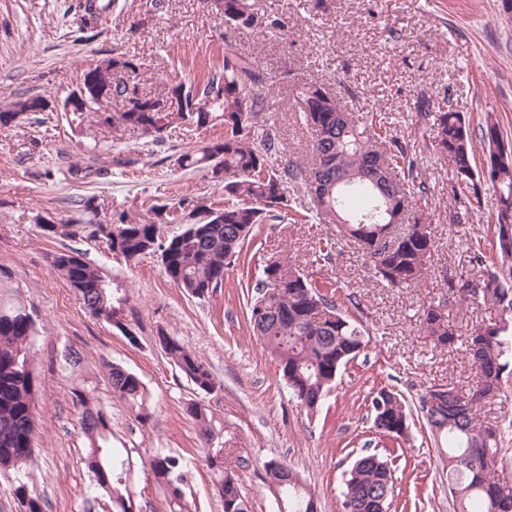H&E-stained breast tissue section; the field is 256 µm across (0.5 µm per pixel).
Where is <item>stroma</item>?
Returning <instances> with one entry per match:
<instances>
[{"mask_svg":"<svg viewBox=\"0 0 512 512\" xmlns=\"http://www.w3.org/2000/svg\"><path fill=\"white\" fill-rule=\"evenodd\" d=\"M77 0H0V104L19 94L42 95L52 109L0 129V302H22L37 323L33 366L41 379L35 427L36 452L29 470L43 490L45 512H110L107 497L89 501L88 443L71 390L91 383L111 417L112 443L130 451L129 483L134 512H166L161 488L145 464L156 448L183 457L192 512H222L198 430L185 409L203 400L224 423L226 462L246 459L240 489L249 512H280L278 496L263 479L264 461L285 460L314 494L318 512H344L341 491L358 455L384 454L373 434L367 397L382 387L416 398L434 384L469 387L471 367L459 353L433 347L415 324L421 305H443L459 335L497 318L492 302L451 289V282L482 287L498 266L487 251L483 266L468 262L467 244L488 235L495 197L482 186L478 203L465 207L448 198V165L422 154L415 173L427 188L428 222L436 252L420 286L395 291L377 282L369 262L339 225L310 219V198L289 188L302 220L260 225L230 267L223 287L201 301L170 283L156 256L128 264L101 242L47 237L42 218L55 223L112 222L119 215L145 219L167 206L176 220L161 224L162 237L180 232L183 200L224 205V185L203 169H182L184 150L222 139L224 127H178L154 143L139 130H115L93 119L68 125L61 105L76 87V75L101 58L120 52L141 66L143 87L166 97L173 81L203 80L223 63L224 20L206 0H116L88 39H78ZM258 12L287 17L286 35L258 29L236 37L256 66L281 83L316 79L337 94L349 112L384 114L393 137L417 143L422 124L414 103L420 94L448 102L464 113L479 137L485 113H496L512 141V21L498 0H249ZM287 150L281 162H306L308 133L285 93L267 114ZM93 166L103 176L63 179L68 166ZM334 244L330 261H317L322 239ZM79 248L102 271L131 290L120 331L93 318L73 288L50 269V255ZM284 256L314 278L354 293L368 332L367 346L338 374L315 415H307L282 381L276 361L254 336L246 318L249 291L265 262ZM179 337L219 382L210 395L193 385L157 343L158 331ZM79 351L78 367L66 365L65 347ZM140 377L150 418L138 422L113 398L109 363ZM395 492L411 512H453L448 480L428 435L411 424L395 461Z\"/></svg>","mask_w":512,"mask_h":512,"instance_id":"stroma-1","label":"stroma"}]
</instances>
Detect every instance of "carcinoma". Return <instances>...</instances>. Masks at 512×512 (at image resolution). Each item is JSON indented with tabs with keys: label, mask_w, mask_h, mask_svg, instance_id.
<instances>
[{
	"label": "carcinoma",
	"mask_w": 512,
	"mask_h": 512,
	"mask_svg": "<svg viewBox=\"0 0 512 512\" xmlns=\"http://www.w3.org/2000/svg\"><path fill=\"white\" fill-rule=\"evenodd\" d=\"M112 8V0H85L78 4L79 29L86 30ZM211 10L236 29L263 28L288 32L283 16L260 15L246 0H216ZM140 66L124 53H117L81 74L98 82L100 97L88 99L86 107L72 112L71 122L82 124L95 116L115 129H137L158 141L170 128H204L224 124V139L181 153L178 164L185 169H205L224 182L229 204L214 209L201 200L189 202L187 224L181 232L163 239L157 221H132L121 216L114 224L41 225L48 236L75 238L81 234L105 243L108 250L133 262L158 253L170 282L192 298L206 300L223 287L224 272L241 256L253 229L268 220H284L288 186L309 192L320 189L313 200L317 215L331 224L344 221L345 233L356 242L384 287L400 289L421 283L435 253L430 225L422 221L421 202L426 188L416 182V153L409 144L388 136L376 112L363 118L342 111L336 95L318 80L301 79L293 84L289 99L311 133L314 162L305 166L289 162L271 166L285 151L275 125L261 121L270 110L268 94L273 85L255 67L252 57L234 40H224L221 73L203 82L178 81L167 100L140 90ZM122 109L104 113L112 101ZM49 101L40 95L16 98L0 105V128L15 125L28 113L44 112ZM418 116L433 119L432 133L423 150L448 161L453 179L448 196L455 201L479 196V187L492 186L497 202L492 225V246L500 257L499 271L488 283L509 295L512 308V146L503 145L504 134L495 113L488 112L481 126L485 159L477 167L475 149L464 116L422 95ZM50 267L78 294L85 309L98 321L117 327L127 319L130 296L115 285L75 248L50 255ZM247 319L249 327L277 361L279 373L300 406L313 415L323 404L342 367L355 359L366 330L353 319L329 285L314 280L289 260L270 258L256 283ZM419 327L433 347L468 353L473 378L463 390L453 383L448 401L429 408L418 397L417 416L436 440L447 445L448 491L454 512H512V486L497 474L501 428L476 422L478 405L494 396L508 382L512 366V323L500 319L477 325L465 337L456 333L450 314L429 302L419 309ZM119 328V327H117ZM119 331L133 336L129 324ZM32 316L21 306L0 304V471L13 475L12 497L19 512H45L43 492L29 476L34 447V418L40 379L32 369L35 336ZM160 347L195 390L203 395L217 388L213 373L181 340L162 330ZM483 363L476 364L475 357ZM112 393L137 410L136 418L149 419L146 389L141 379L118 364L111 366ZM383 412L371 411L372 427L381 437L400 438L397 423L409 424L400 394ZM73 401L82 408L80 426L88 440L85 464L89 493H103L112 512H133L134 492L124 475L130 465L129 449L112 446L107 411L98 403L96 388L80 384L72 389ZM187 415L198 428L205 461L214 477V487L223 512H249L235 468L224 462V448L216 443L217 417L206 405L193 401ZM157 484L164 489L168 512H189L186 486L189 472L184 460L162 450L148 460ZM392 463L377 454H361L354 461L342 491L344 512H389L394 485H385ZM288 512H311L314 496L305 490L299 473L288 471V486L281 489Z\"/></svg>",
	"instance_id": "1"
}]
</instances>
